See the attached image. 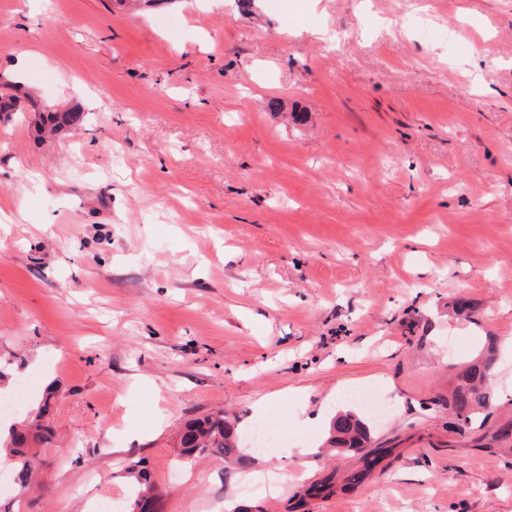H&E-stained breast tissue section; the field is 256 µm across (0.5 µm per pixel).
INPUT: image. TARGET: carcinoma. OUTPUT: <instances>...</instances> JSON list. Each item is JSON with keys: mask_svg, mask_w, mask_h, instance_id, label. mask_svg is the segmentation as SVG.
Wrapping results in <instances>:
<instances>
[{"mask_svg": "<svg viewBox=\"0 0 512 512\" xmlns=\"http://www.w3.org/2000/svg\"><path fill=\"white\" fill-rule=\"evenodd\" d=\"M18 85L4 81L0 91V121H9L12 116L24 112L35 113V128L42 131L50 127H72L82 121L80 109L70 108L60 114L47 111L29 95L20 97L15 94ZM497 367V347L489 342L479 357L467 365L458 375L457 382L448 397V412L457 420V434L466 435L469 425L479 413L490 405L493 391L488 381ZM52 431L45 425L28 427L14 432L6 443L9 452L16 458L15 468L10 475V483L15 495L21 496L31 488L32 474L38 468L36 454L31 452L30 444L50 440ZM371 430L369 420L349 410L339 412L330 424L327 444L339 445L352 450H361L370 443ZM180 455L190 459L199 456L219 457L226 462L243 468L251 464V459L239 450L237 434L224 417V413L211 414L204 418L188 421L180 434ZM477 447L486 449H506L512 451V422L495 426L477 438ZM127 474L139 485L133 499L127 505V512H146L148 501L155 498V487L142 459L133 460L127 467Z\"/></svg>", "mask_w": 512, "mask_h": 512, "instance_id": "carcinoma-1", "label": "carcinoma"}]
</instances>
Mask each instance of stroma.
<instances>
[{
  "label": "stroma",
  "instance_id": "35a3bbf8",
  "mask_svg": "<svg viewBox=\"0 0 512 512\" xmlns=\"http://www.w3.org/2000/svg\"><path fill=\"white\" fill-rule=\"evenodd\" d=\"M0 78L85 114L0 122V387L54 392L0 512H91L135 457L158 512H512V455L443 404L493 336L512 419V0H0ZM370 385L350 489L316 416ZM220 411L279 450L181 467ZM347 398L362 406L375 420L382 418L389 411L388 407L382 406L378 403L372 388L351 390L347 394ZM52 437L50 427L36 425L24 431L13 432L10 441L5 443L6 449L17 459L15 468L10 477V483L15 496L27 493L31 488L32 474L38 468L36 453L31 452L30 444L47 442Z\"/></svg>",
  "mask_w": 512,
  "mask_h": 512
}]
</instances>
